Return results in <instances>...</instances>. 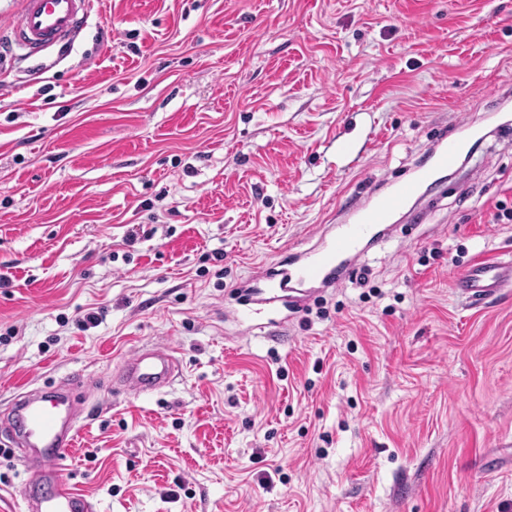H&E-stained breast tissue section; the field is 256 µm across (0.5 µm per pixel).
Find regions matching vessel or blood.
Returning <instances> with one entry per match:
<instances>
[{
  "label": "vessel or blood",
  "instance_id": "1",
  "mask_svg": "<svg viewBox=\"0 0 512 512\" xmlns=\"http://www.w3.org/2000/svg\"><path fill=\"white\" fill-rule=\"evenodd\" d=\"M86 0H24L12 27L14 44L32 56L53 47L66 46L83 19ZM469 138L446 134L427 153L414 179L393 184L385 193L372 189L343 216L338 234L291 272L296 284L341 279L356 257L358 242L387 224L391 214L402 210L426 183L451 168ZM452 286L470 305H481L512 288V260L473 261L456 274ZM179 362L172 348L137 351L123 364L118 381L132 395L154 393L174 379ZM80 381L71 377L54 393L28 390L16 394L4 420L18 459L30 469L34 491L27 499L28 512H95L94 502L66 481L61 465L74 445L84 407Z\"/></svg>",
  "mask_w": 512,
  "mask_h": 512
}]
</instances>
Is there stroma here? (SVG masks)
I'll use <instances>...</instances> for the list:
<instances>
[{"label": "stroma", "mask_w": 512, "mask_h": 512, "mask_svg": "<svg viewBox=\"0 0 512 512\" xmlns=\"http://www.w3.org/2000/svg\"><path fill=\"white\" fill-rule=\"evenodd\" d=\"M64 55L0 0V409L78 374L96 512H512V0H91ZM475 143L344 280L268 302L337 211ZM97 324L78 325L86 313ZM170 387L112 379L140 347ZM28 473L0 454V512ZM452 286L467 304H484L512 288V260H474L453 277ZM171 347L137 351L123 364L118 381L132 395L154 393L168 386L178 371L179 362Z\"/></svg>", "instance_id": "1"}]
</instances>
